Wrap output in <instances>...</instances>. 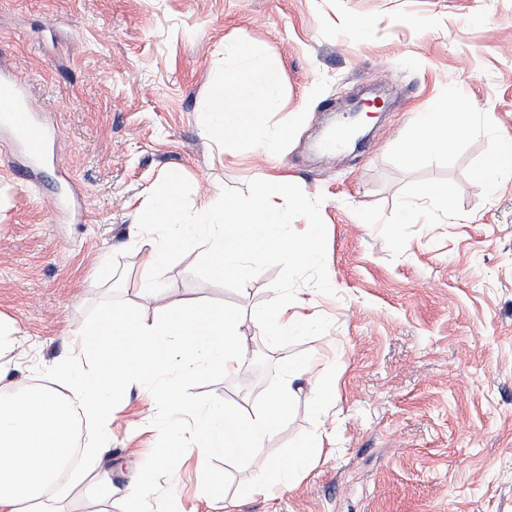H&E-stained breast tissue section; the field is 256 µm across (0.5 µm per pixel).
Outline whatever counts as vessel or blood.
I'll list each match as a JSON object with an SVG mask.
<instances>
[{"label": "vessel or blood", "mask_w": 512, "mask_h": 512, "mask_svg": "<svg viewBox=\"0 0 512 512\" xmlns=\"http://www.w3.org/2000/svg\"><path fill=\"white\" fill-rule=\"evenodd\" d=\"M26 85L14 75L0 74V124L12 134L27 161L23 177L32 176L35 168L53 162V132L37 114L30 112L25 101Z\"/></svg>", "instance_id": "b4317fda"}]
</instances>
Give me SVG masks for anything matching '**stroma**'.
<instances>
[{"instance_id": "35a3bbf8", "label": "stroma", "mask_w": 512, "mask_h": 512, "mask_svg": "<svg viewBox=\"0 0 512 512\" xmlns=\"http://www.w3.org/2000/svg\"><path fill=\"white\" fill-rule=\"evenodd\" d=\"M235 43L252 57L225 56ZM278 76L270 131L289 127L274 157L246 139L220 141L201 119L224 76ZM0 69L29 87L28 105L55 132L73 183L52 174L17 183L23 164L0 129V317L23 335L10 358L17 385L68 357L69 343L109 307L146 322L207 307L237 315L248 365L207 390L254 415L266 376L296 352L313 372L336 365L330 408L311 422L308 380L272 454L307 429L332 450L292 487L238 496L203 490L204 458L184 454L171 479L177 512H512V178L488 193L479 173L512 146V0H0ZM372 103L367 137L345 155L312 143L354 99ZM461 99L471 133L405 162L412 116ZM170 171L200 208L214 188L247 191L265 176L323 196L333 294L302 284L293 311L319 326L270 341L251 316L278 268L233 292L193 275L201 248L165 273L162 299L139 296L137 220ZM430 186L446 196H424ZM80 197L82 223L51 197ZM409 207L429 225L403 224ZM134 386L112 416L103 456H81L63 484L66 512H121L123 492L158 437ZM110 470L100 502L93 471Z\"/></svg>"}]
</instances>
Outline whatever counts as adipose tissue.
<instances>
[{"instance_id":"1","label":"adipose tissue","mask_w":512,"mask_h":512,"mask_svg":"<svg viewBox=\"0 0 512 512\" xmlns=\"http://www.w3.org/2000/svg\"><path fill=\"white\" fill-rule=\"evenodd\" d=\"M250 81L270 86L276 76L236 71L225 80L232 95L216 96L205 125L222 139L245 138L265 150L270 138L264 117L276 101L266 97L260 107L242 110L235 90ZM451 129L461 134L471 130L455 101L421 113L415 139L425 151L440 152ZM89 333L93 343L73 342L72 358L50 368L55 388L11 387L8 370L0 368V512H55L47 491L76 447L93 455L105 450L112 405L126 388L169 369L186 379L201 369L238 373L243 367L242 326L229 314L190 309L147 324L128 311L109 310L93 321ZM90 348L100 367L90 374L79 372L74 359Z\"/></svg>"}]
</instances>
